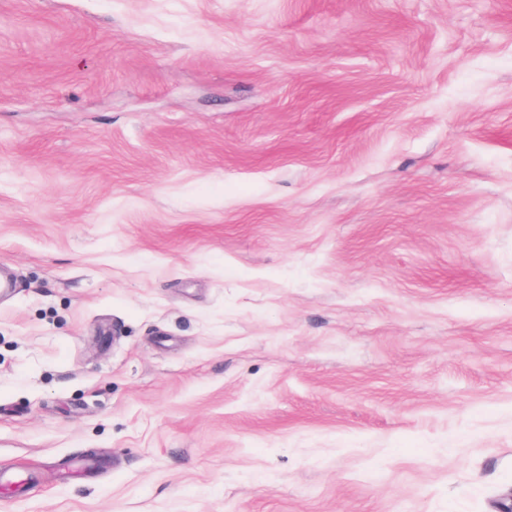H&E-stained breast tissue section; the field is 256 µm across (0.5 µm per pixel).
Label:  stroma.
I'll return each mask as SVG.
<instances>
[{
	"label": "stroma",
	"instance_id": "obj_1",
	"mask_svg": "<svg viewBox=\"0 0 512 512\" xmlns=\"http://www.w3.org/2000/svg\"><path fill=\"white\" fill-rule=\"evenodd\" d=\"M0 512H498L512 0H0Z\"/></svg>",
	"mask_w": 512,
	"mask_h": 512
}]
</instances>
